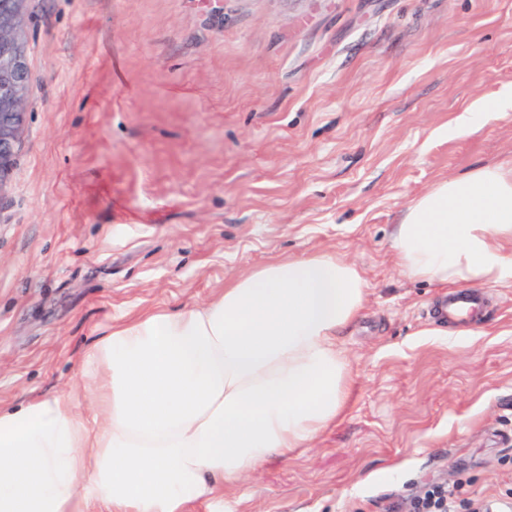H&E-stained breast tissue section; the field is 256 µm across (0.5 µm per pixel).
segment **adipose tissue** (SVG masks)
<instances>
[{"label":"adipose tissue","mask_w":512,"mask_h":512,"mask_svg":"<svg viewBox=\"0 0 512 512\" xmlns=\"http://www.w3.org/2000/svg\"><path fill=\"white\" fill-rule=\"evenodd\" d=\"M391 247L413 279L512 284V158L433 183ZM365 301L358 267L316 252L113 322L67 392L0 406V512H231L244 477L342 416L339 338Z\"/></svg>","instance_id":"obj_1"}]
</instances>
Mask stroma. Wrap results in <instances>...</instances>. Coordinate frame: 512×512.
I'll list each match as a JSON object with an SVG mask.
<instances>
[{"mask_svg":"<svg viewBox=\"0 0 512 512\" xmlns=\"http://www.w3.org/2000/svg\"><path fill=\"white\" fill-rule=\"evenodd\" d=\"M27 120L0 197V404L66 392L140 310L273 258L345 256L343 418L238 512H392L427 483L512 496V286L449 342L390 234L431 185L512 157V0H29ZM484 106L476 127L457 118Z\"/></svg>","mask_w":512,"mask_h":512,"instance_id":"obj_1","label":"stroma"}]
</instances>
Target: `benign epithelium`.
<instances>
[{
	"mask_svg": "<svg viewBox=\"0 0 512 512\" xmlns=\"http://www.w3.org/2000/svg\"><path fill=\"white\" fill-rule=\"evenodd\" d=\"M27 2L0 0V198L16 163L27 116Z\"/></svg>",
	"mask_w": 512,
	"mask_h": 512,
	"instance_id": "7a95c632",
	"label": "benign epithelium"
}]
</instances>
